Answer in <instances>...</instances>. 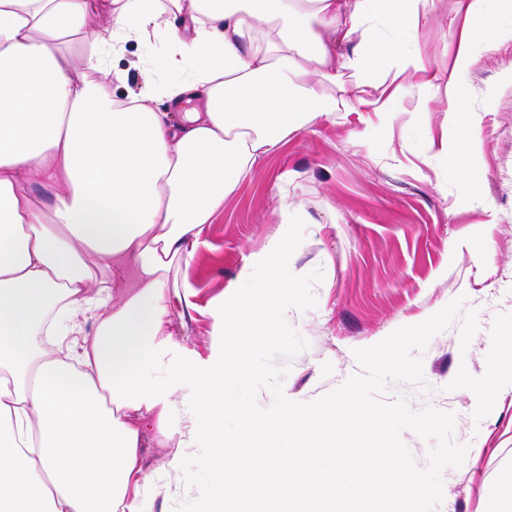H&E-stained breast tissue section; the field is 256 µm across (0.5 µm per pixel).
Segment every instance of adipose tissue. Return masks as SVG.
Listing matches in <instances>:
<instances>
[{"mask_svg":"<svg viewBox=\"0 0 512 512\" xmlns=\"http://www.w3.org/2000/svg\"><path fill=\"white\" fill-rule=\"evenodd\" d=\"M113 3L107 37L80 60L66 40L88 35L98 0H0V512H150L165 481L145 450L175 434L208 448L196 461L216 487L205 512H240L258 483L282 487L275 512H297L300 501L349 512L355 483H382L400 498L424 493L399 469L398 449L361 439L347 466L324 473L311 470L315 451L304 444L284 460L227 443L223 376L166 357L173 315L193 306L190 285L170 276L263 156L348 107L334 94L344 72L361 86L393 77L396 95L401 77L422 74L443 83L457 120L460 73L488 0H467L448 71L429 69L408 45L427 0ZM171 14L192 21L194 35L180 44L193 66L169 100L204 106L179 119L156 110L152 92L116 100L99 82L112 54ZM36 184L50 189L49 202H36ZM288 247L272 239L241 273L256 280L255 294L213 319L225 374H256L253 337L288 319L279 302L287 283L273 264ZM130 266L135 287L113 296ZM175 385L185 388L177 398Z\"/></svg>","mask_w":512,"mask_h":512,"instance_id":"adipose-tissue-1","label":"adipose tissue"}]
</instances>
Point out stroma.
I'll return each instance as SVG.
<instances>
[{"label": "stroma", "mask_w": 512, "mask_h": 512, "mask_svg": "<svg viewBox=\"0 0 512 512\" xmlns=\"http://www.w3.org/2000/svg\"><path fill=\"white\" fill-rule=\"evenodd\" d=\"M413 39L431 67L451 69L465 18L453 0H429ZM129 43L113 61L116 96L151 86L154 106L169 111L166 89L180 76L169 61L173 29ZM512 14L491 6L481 40L461 81L477 128L451 123L443 87L405 80L394 111L373 112L386 98L382 78L355 87L353 109L319 118L264 156L224 199L207 225L205 244L172 283L189 282L194 310L174 317L170 356L209 362L212 315L233 295H250L255 281L240 273L253 254L280 236L291 246L278 260L289 286L280 300L288 321L307 341L289 362V398L306 402L342 385L362 368L356 349L396 329L422 323L456 298L464 304L422 352L423 386L391 381L378 398L410 399L456 416L453 440L479 449L474 466L443 474L437 512H480L490 486L512 460V376L473 408L490 340L512 336ZM425 104L428 122L415 108ZM295 208L281 223L279 202ZM193 492L178 480L158 495L152 512H201L211 493L208 471L193 469Z\"/></svg>", "instance_id": "35a3bbf8"}]
</instances>
